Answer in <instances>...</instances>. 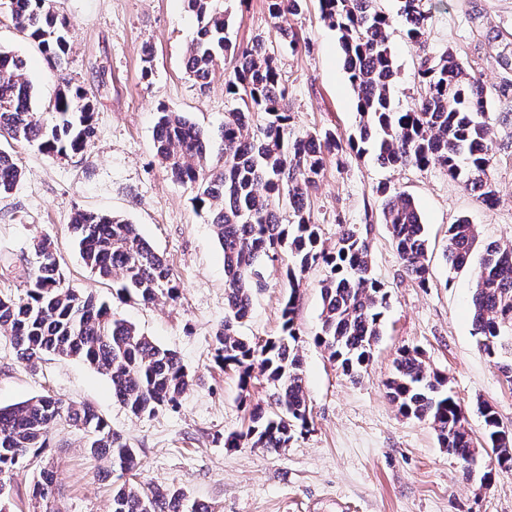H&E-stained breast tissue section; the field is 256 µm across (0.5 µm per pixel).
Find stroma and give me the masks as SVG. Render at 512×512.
I'll use <instances>...</instances> for the list:
<instances>
[{
    "label": "stroma",
    "instance_id": "obj_1",
    "mask_svg": "<svg viewBox=\"0 0 512 512\" xmlns=\"http://www.w3.org/2000/svg\"><path fill=\"white\" fill-rule=\"evenodd\" d=\"M229 37L246 45L269 39L288 84L291 137L326 130L341 139L355 133L357 94L344 69L336 30L324 20L318 0L284 23L296 45L272 41L267 0H227ZM70 24L67 71L89 91L95 107V137L84 152L49 157L17 142L5 148L23 176L0 197V256L16 268L0 270V291L21 294L23 266L34 260L35 239L49 238L66 287L108 302L124 318L176 351L193 375L177 407L132 416L112 394L104 375L82 361L49 356L34 365L17 359L0 335V406L51 393L68 403L94 405L112 430L137 448L142 467L136 482L184 490L215 512H512V468L492 465L478 452L471 480L440 448L429 424L402 417L384 384L402 347L416 346L426 365L448 378L465 410L474 439L483 436L479 405L493 407L512 430V382L480 350L474 335L471 295L474 271L450 270L444 257L448 226L464 217L475 224L480 244H512V122L494 126L499 150L493 177L499 202L489 209L464 183L437 167L388 168L373 154L345 151L327 158L309 206L326 245L339 225L369 227L374 277L389 294L383 334L358 381L343 375L319 346L324 267L309 269L295 312L312 429L276 452L228 448L225 437L244 430L243 403L266 404V380L241 388L237 372L218 364L212 339L224 320V256L213 228L198 214L189 190L171 181L153 150L158 106L183 113L218 131L237 105L224 89L229 62L216 66L207 87L184 70L183 59L197 22L186 0H54ZM429 27L424 42L408 40L395 24L391 43L397 75L395 107L417 94L414 74L427 56L452 51L470 62L494 112L512 113V65L497 58L492 35L512 40V0H425ZM153 48V77H142L143 51ZM0 49L20 55L37 88L40 105L53 99L57 82L37 47L9 20L0 21ZM410 195L418 205L429 242V285L407 277L380 220L377 189ZM79 210L117 216L163 256L179 296L144 305L120 302L111 282L84 264L70 219ZM286 259L266 264L263 288L255 290L250 316L240 326L254 342L280 336L288 295ZM58 472L55 503L61 512H110L112 482L105 463L86 454L82 435L66 424L52 431L45 459L28 460L10 482L16 512H32L31 490L45 462Z\"/></svg>",
    "mask_w": 512,
    "mask_h": 512
}]
</instances>
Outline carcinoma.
<instances>
[{
	"label": "carcinoma",
	"instance_id": "cac0c4a2",
	"mask_svg": "<svg viewBox=\"0 0 512 512\" xmlns=\"http://www.w3.org/2000/svg\"><path fill=\"white\" fill-rule=\"evenodd\" d=\"M377 0H319L322 16L334 27L345 68L357 92L358 135L348 145L358 153L371 148L385 167H441L459 180L489 209L499 202L491 169L496 145L491 137L493 112L487 92L472 66L451 51L429 56L417 71L418 96L397 111L391 87L395 71L390 42L392 19ZM398 17L406 36L421 41L429 16L423 0H398ZM304 0H268L273 37L293 44L283 17L301 11ZM197 20L187 48L185 68L205 82L217 62L233 60L226 91L242 101L227 113L218 135L184 115L159 106L153 147L171 179L194 193L195 208L211 224L224 254L229 284L224 323L214 335L215 359L239 374L242 387L254 369L266 376L270 402L249 409L246 430L226 437L224 445L277 450L309 431L311 411L305 390L294 313L304 273L323 265L321 326L316 342L346 376L355 379L367 368L382 335L388 292L374 278L370 248L355 226L342 224L329 248L308 207V196L324 169L326 156L343 150L332 131L293 139L291 119L277 58L259 39L235 46L228 37L230 15L224 0H187ZM35 42L58 82L44 111H37L34 84L23 60L0 51V137L24 142L52 156L83 152L95 135L94 108L88 93L66 73L69 28L52 0H6L0 15ZM22 170L0 149V195L19 184ZM385 196L386 224L403 272L422 288L429 284L428 239L415 202L404 194ZM286 203L293 221L282 224L279 205ZM70 226L84 264L117 285L119 299L155 304L177 292L163 258L135 225L115 216L77 211ZM477 239L475 225L459 220L448 225L446 259L451 269L471 263ZM39 264L24 272L25 291L0 296V334L9 338L16 357L34 363L46 354L81 360L105 375L113 395L134 416L175 406L194 377L177 354L163 348L93 296H81L63 284L52 244H35ZM283 253L291 257L285 276L288 298L282 311V334L262 344L240 335L252 294L261 287L262 265ZM472 311L480 349L499 362L512 381V247L490 244L475 271ZM387 396L398 413L428 423L440 447L462 462L476 453L460 403L448 391V377L429 370L417 348H403L386 382ZM484 438L498 466L512 467V431L504 430L492 407L481 408ZM64 422L81 431L84 448L108 462L106 474L121 479L141 466L137 449L113 431L88 404L66 405L43 394L0 406V485L28 457L44 455L53 427ZM57 474L46 464L33 487L40 512L52 507ZM111 512H211L182 490L135 487L112 482Z\"/></svg>",
	"mask_w": 512,
	"mask_h": 512
}]
</instances>
